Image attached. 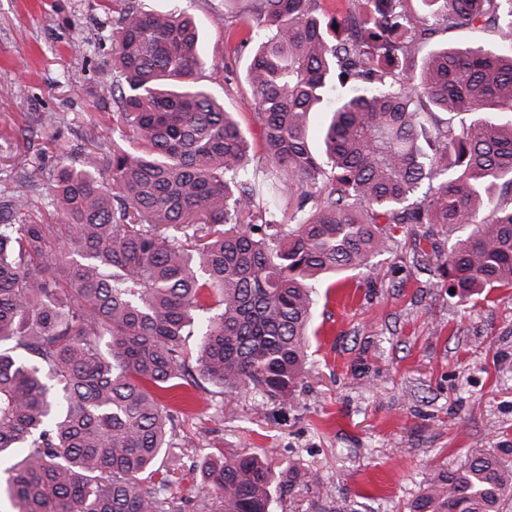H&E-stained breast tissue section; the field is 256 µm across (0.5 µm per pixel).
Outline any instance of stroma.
Returning <instances> with one entry per match:
<instances>
[{
	"label": "stroma",
	"instance_id": "obj_1",
	"mask_svg": "<svg viewBox=\"0 0 512 512\" xmlns=\"http://www.w3.org/2000/svg\"><path fill=\"white\" fill-rule=\"evenodd\" d=\"M174 8L202 29L211 90L259 139L246 85L225 95L224 0H134ZM112 11L104 0H0V197L28 195L57 165L79 164L117 133L112 100ZM56 115L54 125L44 113ZM421 224H396L397 251L339 276L315 311L306 372L293 405L244 394L196 393L176 441L195 458L230 452L270 469L272 512H411L433 471L512 448V288L458 300L411 247L431 252ZM321 490L292 486L288 467Z\"/></svg>",
	"mask_w": 512,
	"mask_h": 512
}]
</instances>
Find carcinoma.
I'll use <instances>...</instances> for the list:
<instances>
[{
	"mask_svg": "<svg viewBox=\"0 0 512 512\" xmlns=\"http://www.w3.org/2000/svg\"><path fill=\"white\" fill-rule=\"evenodd\" d=\"M216 15L261 129L200 82L188 13L112 0L120 142L61 165L47 214L0 200V491L15 512H271L256 456L207 459L172 492L168 395L201 379L292 404L315 286L389 252L392 224L426 236L473 225L430 255L466 299L512 288V0H232ZM490 26L506 51L438 44ZM327 119L314 147L312 114ZM467 114L457 124L447 115ZM292 207L288 222L277 219ZM496 218L476 223L482 205ZM293 486L319 485L292 466ZM512 467L483 454L433 474L411 512H503Z\"/></svg>",
	"mask_w": 512,
	"mask_h": 512,
	"instance_id": "carcinoma-1",
	"label": "carcinoma"
}]
</instances>
